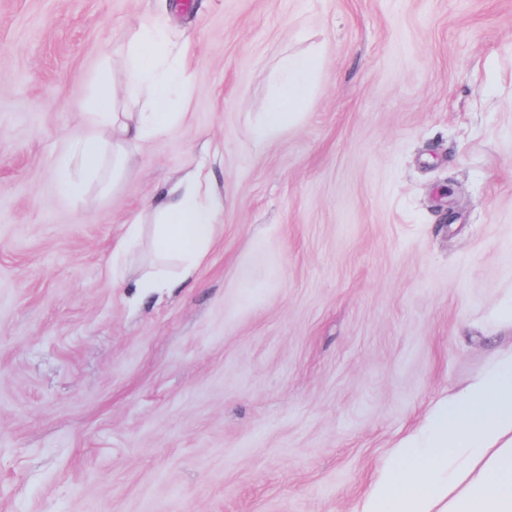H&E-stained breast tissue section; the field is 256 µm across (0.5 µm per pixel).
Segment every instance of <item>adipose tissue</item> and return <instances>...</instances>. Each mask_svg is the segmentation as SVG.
<instances>
[{
  "label": "adipose tissue",
  "mask_w": 512,
  "mask_h": 512,
  "mask_svg": "<svg viewBox=\"0 0 512 512\" xmlns=\"http://www.w3.org/2000/svg\"><path fill=\"white\" fill-rule=\"evenodd\" d=\"M172 47V36L158 19L140 25L127 47L122 89L128 101L144 107L127 121L109 108L107 94H99L84 117L89 135L55 159L63 195L81 198L93 179L109 184L129 147L163 135L178 121V106L193 88L172 60ZM320 58L314 49L280 59L275 92L253 131L257 141L278 135L302 111ZM209 180L208 172L197 168L152 205L158 248L179 256L185 278L207 258L224 209L210 194ZM353 512H512V353L476 382L437 401L425 422L377 468Z\"/></svg>",
  "instance_id": "ef3b65f1"
}]
</instances>
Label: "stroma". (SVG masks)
<instances>
[{
    "label": "stroma",
    "instance_id": "35a3bbf8",
    "mask_svg": "<svg viewBox=\"0 0 512 512\" xmlns=\"http://www.w3.org/2000/svg\"><path fill=\"white\" fill-rule=\"evenodd\" d=\"M156 14L190 39L186 115L72 200L55 157ZM200 165L207 262L132 297L127 219ZM511 351L512 0H0V512H351ZM321 53H289L278 64L277 86L266 112L254 128L257 141L278 135L302 111L320 72Z\"/></svg>",
    "mask_w": 512,
    "mask_h": 512
}]
</instances>
